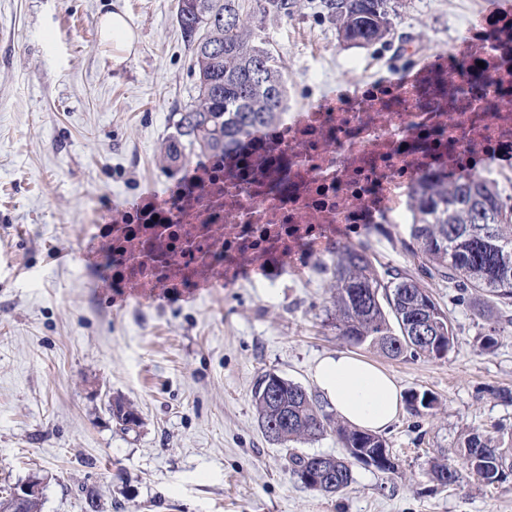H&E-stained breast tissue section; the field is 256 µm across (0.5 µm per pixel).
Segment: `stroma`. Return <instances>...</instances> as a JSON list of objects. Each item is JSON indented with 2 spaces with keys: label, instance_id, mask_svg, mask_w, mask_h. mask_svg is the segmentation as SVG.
Here are the masks:
<instances>
[{
  "label": "stroma",
  "instance_id": "35a3bbf8",
  "mask_svg": "<svg viewBox=\"0 0 512 512\" xmlns=\"http://www.w3.org/2000/svg\"><path fill=\"white\" fill-rule=\"evenodd\" d=\"M319 2L256 19L301 112L374 76L457 60L483 36V0H397L387 44L368 46L341 41ZM176 4L0 0V483L40 474L41 512H512V481L468 475L443 489L428 476L433 459L456 460L461 433L512 431V306L476 315L471 296L421 268L407 225H385L369 251L431 291L455 346L441 360L355 348L402 394L438 405L384 431L395 473L354 465L329 497L292 476L252 390L273 372L316 393V362L346 347L330 274L272 293L246 281L142 295L97 271L101 227L124 199L168 197L201 166L189 156L174 178L157 160L196 95ZM110 11L138 35L119 66L99 33ZM489 333L498 344L485 353ZM118 401L136 410L133 431L113 419Z\"/></svg>",
  "mask_w": 512,
  "mask_h": 512
}]
</instances>
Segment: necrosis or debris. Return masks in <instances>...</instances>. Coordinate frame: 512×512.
<instances>
[{
    "label": "necrosis or debris",
    "instance_id": "obj_1",
    "mask_svg": "<svg viewBox=\"0 0 512 512\" xmlns=\"http://www.w3.org/2000/svg\"><path fill=\"white\" fill-rule=\"evenodd\" d=\"M485 50L413 83L372 82L339 107L282 112L175 198L113 225L101 263L121 288H267L339 236L405 223L426 174L480 172L512 157V17L488 20Z\"/></svg>",
    "mask_w": 512,
    "mask_h": 512
}]
</instances>
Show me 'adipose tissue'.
Returning <instances> with one entry per match:
<instances>
[{
  "label": "adipose tissue",
  "mask_w": 512,
  "mask_h": 512,
  "mask_svg": "<svg viewBox=\"0 0 512 512\" xmlns=\"http://www.w3.org/2000/svg\"><path fill=\"white\" fill-rule=\"evenodd\" d=\"M100 37L111 48L114 65L123 64L135 50L137 36L122 13L102 16ZM313 379L337 417L353 427L382 432L403 409L393 378L351 353L338 351L322 358Z\"/></svg>",
  "instance_id": "1"
}]
</instances>
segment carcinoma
I'll use <instances>...</instances> for the list:
<instances>
[{"label": "carcinoma", "mask_w": 512, "mask_h": 512, "mask_svg": "<svg viewBox=\"0 0 512 512\" xmlns=\"http://www.w3.org/2000/svg\"><path fill=\"white\" fill-rule=\"evenodd\" d=\"M253 12L286 15L297 0H254ZM325 17L338 37L372 45L390 35L391 0H322ZM176 20L192 47L197 96L176 113L174 131L160 150L162 167L171 175L182 167L186 151L219 162L245 132L259 131L279 120L287 104L286 78L265 47L256 26L243 16L241 0H178ZM512 205L497 186L476 174L452 181L425 179L414 191L410 244L425 264L448 277L464 292H476L478 314L488 316L496 302L512 304ZM338 335L354 346L378 348L392 359L407 355L439 360L455 343L448 312L427 288L408 273L378 271L367 249L345 244L336 248L332 282ZM252 401L263 432L275 428L277 443L301 444L334 433L344 457L323 455L332 484L320 491L335 495L353 482L354 464H364L358 451L381 454L388 443L381 435L350 428L323 412L318 400L301 385L276 382L271 373L257 378ZM414 416L429 413L437 398L424 391L406 399ZM112 416L125 430L137 426V414L121 402ZM458 455L466 471L487 485L512 479V435L491 437L478 431L463 434ZM290 469L298 481L315 462L293 451ZM428 475L443 488L463 481L461 470L446 459H434Z\"/></svg>", "instance_id": "1"}]
</instances>
